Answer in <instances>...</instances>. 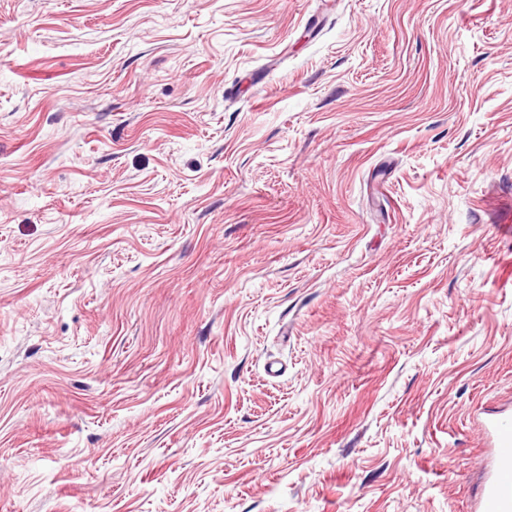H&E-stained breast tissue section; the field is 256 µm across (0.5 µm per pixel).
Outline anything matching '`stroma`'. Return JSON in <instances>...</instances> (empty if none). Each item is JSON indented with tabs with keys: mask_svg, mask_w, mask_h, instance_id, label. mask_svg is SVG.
<instances>
[{
	"mask_svg": "<svg viewBox=\"0 0 512 512\" xmlns=\"http://www.w3.org/2000/svg\"><path fill=\"white\" fill-rule=\"evenodd\" d=\"M512 418V0H0V512H480Z\"/></svg>",
	"mask_w": 512,
	"mask_h": 512,
	"instance_id": "stroma-1",
	"label": "stroma"
}]
</instances>
